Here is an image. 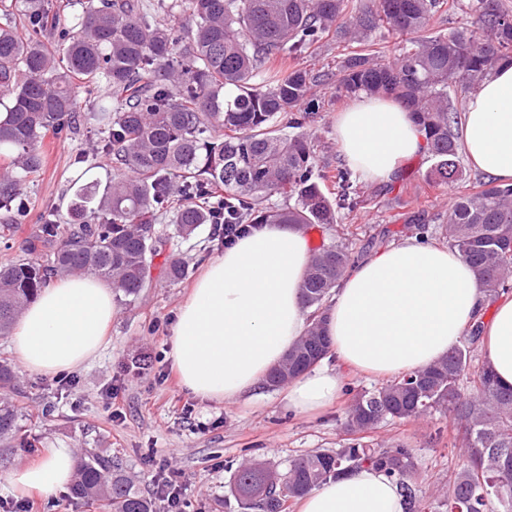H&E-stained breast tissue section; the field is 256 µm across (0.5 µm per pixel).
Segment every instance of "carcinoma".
<instances>
[{
  "label": "carcinoma",
  "instance_id": "carcinoma-1",
  "mask_svg": "<svg viewBox=\"0 0 512 512\" xmlns=\"http://www.w3.org/2000/svg\"><path fill=\"white\" fill-rule=\"evenodd\" d=\"M189 0L160 16L141 0H86L71 25L56 22L50 0H28L31 34L10 18L0 22V209L19 208L26 184L40 175V146L69 128L83 90L104 89L92 108L100 151L112 180L79 186L60 222L47 213L23 241V255L0 264V334L53 276L92 273L132 301L151 280L156 258L173 281L186 264L174 250L204 224H295L327 234L341 210L362 203L351 172L318 166L317 138L306 120L320 108L313 88L335 77L336 97L361 93L397 100L424 134L433 164L427 180H465L455 134L459 101L503 63H512V10L503 0ZM463 11L471 24L454 30L437 17ZM403 38L388 54L378 42ZM335 37L353 48L336 73H315L299 60ZM183 194L171 196L173 183ZM281 197L287 204L269 205ZM173 213L171 233L155 230ZM419 237L440 233L494 299L512 287V184L487 181L461 192L441 226L413 216ZM353 249L335 238L312 249L302 287L311 324L267 377L282 386L329 354L328 300ZM477 320L461 343L435 364L355 393L339 448L292 461L284 474L265 463L238 467L231 492L247 512H286V503L327 480L363 466L395 479L405 512H512V389L498 385L485 364L473 365ZM11 366L0 359V442L21 433L7 393H17ZM441 414L462 440L470 464L436 505L417 498L416 464L402 444L377 448L363 434L387 422ZM73 496L109 512H153L112 455L78 458Z\"/></svg>",
  "mask_w": 512,
  "mask_h": 512
}]
</instances>
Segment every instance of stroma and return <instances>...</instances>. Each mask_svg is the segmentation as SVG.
<instances>
[{"label":"stroma","instance_id":"obj_1","mask_svg":"<svg viewBox=\"0 0 512 512\" xmlns=\"http://www.w3.org/2000/svg\"><path fill=\"white\" fill-rule=\"evenodd\" d=\"M99 94L95 87L81 93L70 128L43 140L44 171L28 185L25 209L11 214L20 229L12 239L0 238V261L20 256L24 238L47 211H66L75 182L111 180L112 164L92 137L90 115ZM348 104V99H335L333 106L313 112L307 121L319 142L320 163L333 165L341 159L334 124L337 112ZM430 165L428 155L420 154L405 160L390 182L358 180L366 202L339 216L337 235L367 257L371 251L364 243L369 237L385 232L390 242H400L413 215L425 214L436 225L445 222L458 189L429 183ZM178 249L188 262L185 278L172 282L156 269L137 300L114 295L108 341L95 358L75 369L74 385L61 386L54 377L17 368L21 394L14 402L35 445L0 446V512H6L13 498L6 489L8 471L35 460L45 448L78 453L108 449L123 460L147 494L154 475L169 460L186 476L182 512H242L230 491L242 463L268 462L284 473L298 456L339 447L343 433L338 420L348 396L317 415L303 416L289 411L282 387L263 390L250 401L204 403L180 386L169 357L170 328L205 263L223 253L224 243L206 224L179 241ZM111 390L119 394V409L109 406ZM186 406L191 409L187 415L182 412ZM46 408L51 411L47 417L42 414ZM367 439L378 448L400 443L412 449L418 462L413 484L428 502L447 490L465 463L461 451L452 446L447 419L439 415L383 424Z\"/></svg>","mask_w":512,"mask_h":512}]
</instances>
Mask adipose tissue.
Segmentation results:
<instances>
[{
	"label": "adipose tissue",
	"instance_id": "obj_1",
	"mask_svg": "<svg viewBox=\"0 0 512 512\" xmlns=\"http://www.w3.org/2000/svg\"><path fill=\"white\" fill-rule=\"evenodd\" d=\"M345 164L363 179L392 180L405 159L423 151L422 132L388 97L360 96L336 116ZM462 148L471 165L512 181V64L500 66L464 107ZM311 260L293 224L252 230L211 260L179 306L170 358L182 387L203 402L260 395L270 370L304 336L301 288ZM487 298L454 249L411 237L359 263L342 277L325 322L335 365L292 380L286 400L315 414L342 391L341 371L395 377L429 367L456 346ZM115 308L111 287L94 275L55 279L16 319L14 356L28 372L52 376L77 368L104 347ZM485 361L512 388V298L501 297L481 335ZM76 475L70 448H49L7 475L13 492L55 496ZM298 512H404L399 484L362 468L300 498Z\"/></svg>",
	"mask_w": 512,
	"mask_h": 512
}]
</instances>
